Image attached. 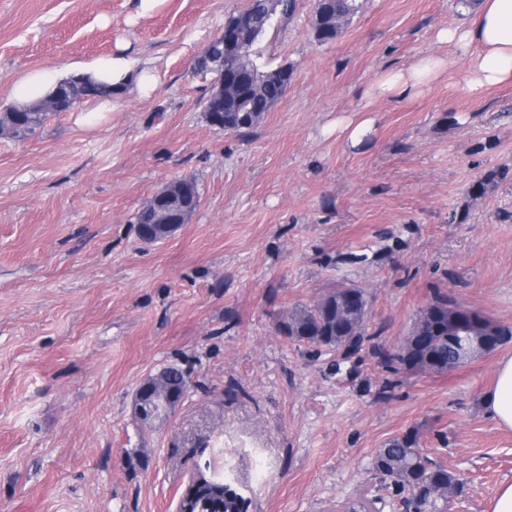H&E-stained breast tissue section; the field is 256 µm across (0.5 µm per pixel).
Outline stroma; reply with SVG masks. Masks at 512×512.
<instances>
[{"label":"stroma","mask_w":512,"mask_h":512,"mask_svg":"<svg viewBox=\"0 0 512 512\" xmlns=\"http://www.w3.org/2000/svg\"><path fill=\"white\" fill-rule=\"evenodd\" d=\"M247 0H0V111L50 66L128 48L129 88L96 126L94 102L0 136V512H176L190 478L231 479L248 512H343L373 495L372 459L417 433L464 484L451 512H492L512 482V430L482 405L512 341L444 374L406 373L388 394L373 358L275 329L289 310L363 289L367 325L397 349L435 292L512 327V84L462 92L467 58L435 33L458 0H364L318 43L314 0L275 16L258 63L290 65L256 127L214 129L195 57ZM454 64L418 97L363 96L386 68ZM372 120L360 146L340 120ZM194 178L186 224L140 241L144 201ZM176 364L191 386L152 427L139 385Z\"/></svg>","instance_id":"1"}]
</instances>
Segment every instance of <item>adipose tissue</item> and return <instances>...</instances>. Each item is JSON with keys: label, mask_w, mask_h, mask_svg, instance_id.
Masks as SVG:
<instances>
[{"label": "adipose tissue", "mask_w": 512, "mask_h": 512, "mask_svg": "<svg viewBox=\"0 0 512 512\" xmlns=\"http://www.w3.org/2000/svg\"><path fill=\"white\" fill-rule=\"evenodd\" d=\"M436 38L469 55L464 86L468 94L479 95L512 83V0H479L465 23L438 31ZM452 64V59L445 56L422 57L408 68L384 71L366 93L399 100L415 97ZM78 73L109 84L113 93L122 92L131 83L145 91L151 87L150 69L137 66L132 57L122 53L83 65ZM68 77V72L56 67L27 75L19 83L15 105H30L45 98ZM483 403L489 416L501 427L512 430V356L498 361L495 385L485 394Z\"/></svg>", "instance_id": "adipose-tissue-1"}]
</instances>
